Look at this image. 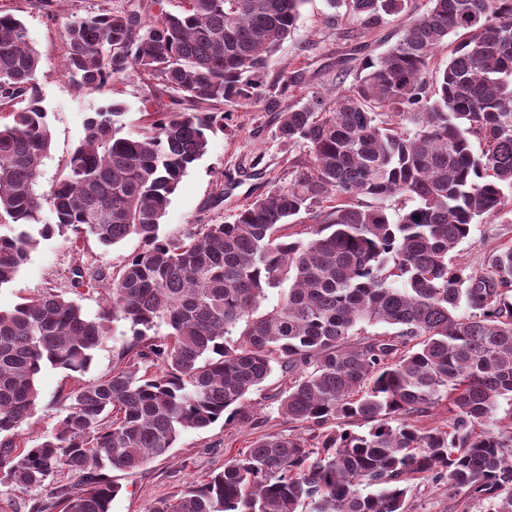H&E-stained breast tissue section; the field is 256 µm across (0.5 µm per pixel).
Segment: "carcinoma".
Returning a JSON list of instances; mask_svg holds the SVG:
<instances>
[{
  "mask_svg": "<svg viewBox=\"0 0 512 512\" xmlns=\"http://www.w3.org/2000/svg\"><path fill=\"white\" fill-rule=\"evenodd\" d=\"M305 2L184 0L173 14L133 0L71 21L65 70L76 87L102 91L136 70L181 110L150 113L132 135L107 102L43 191L52 137L41 55L0 11V111L11 116L0 125V216L11 219L0 287L56 233L140 241L98 317L54 293L0 311V476L12 485L41 487L66 470L78 489L56 492L63 512H110L119 486L107 471L169 455L185 431L249 421L247 395L278 370V412L300 432L260 436L147 512H408L420 479L512 512V417L494 418L512 400V246L476 264L457 253L512 194V0H428L385 54L361 59L356 83L279 113L277 138L308 155L290 163L287 185L230 222L159 235L208 133L224 128L221 107L288 86L263 74ZM409 2L328 0L363 30ZM447 45V65L433 68ZM399 198L412 206L393 216L368 203ZM303 213L307 238L283 233ZM276 288L278 303L261 310ZM110 320L132 330L112 375L68 393L57 432L20 447L36 375L84 373ZM379 324L393 332L364 334ZM442 401L448 426H423ZM355 422L367 430L348 429Z\"/></svg>",
  "mask_w": 512,
  "mask_h": 512,
  "instance_id": "cac0c4a2",
  "label": "carcinoma"
}]
</instances>
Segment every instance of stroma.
Returning a JSON list of instances; mask_svg holds the SVG:
<instances>
[{
    "mask_svg": "<svg viewBox=\"0 0 512 512\" xmlns=\"http://www.w3.org/2000/svg\"><path fill=\"white\" fill-rule=\"evenodd\" d=\"M128 0H52L42 7L39 0H0V10L14 14L28 29L30 40L39 51L42 65L37 83L48 113L52 134L49 155L40 166L39 184L49 188L66 160L84 136V122L107 99L121 102L125 108V129L141 131L154 80L136 71H128L114 84L112 94L78 89L61 68L65 56L63 29L66 23L101 8L122 9ZM411 15L390 21L373 32L355 33L348 18L335 14L326 0H307L301 10L297 29L269 59L267 80L284 75L293 83L274 103L244 105L231 112L222 129L209 135L206 154L183 176L170 197L159 234L179 238L200 230L205 224L230 220L236 208L273 186L288 180V164L305 158L299 144L281 143L276 136L275 115L288 107L304 103L310 92L330 93L350 86L356 78L355 57L378 55L395 41L409 23ZM261 156L258 168H251L254 156ZM512 244V199L494 218L476 224L459 246L464 262L478 261L500 245ZM139 248L137 238L129 237L112 246L95 239L71 242L56 235L40 241L14 281L0 287V310H11L25 297L52 291L78 303L88 317H96L106 295L102 282L95 286L75 285L73 272H102L111 276ZM131 336L130 325L120 320L110 323L108 334L95 350L89 369L79 378L51 366L43 367L36 377L39 398L35 411L21 431L28 445L54 433L64 412L60 400L84 383L109 376L123 344ZM285 385L280 374H273L249 394L251 419L245 424L216 422L202 431L183 433L172 455L157 459L133 471H112V479L121 487L113 499L111 512H147L158 499L172 495L188 483L199 481L222 469L227 456L250 445L257 437L289 431L290 425L279 416L277 399ZM73 477L58 473L46 486L22 491L0 481V512H35L38 505L51 503L58 487L73 485ZM474 502L448 499L442 486L414 481L409 493V512H482Z\"/></svg>",
    "mask_w": 512,
    "mask_h": 512,
    "instance_id": "1",
    "label": "stroma"
}]
</instances>
